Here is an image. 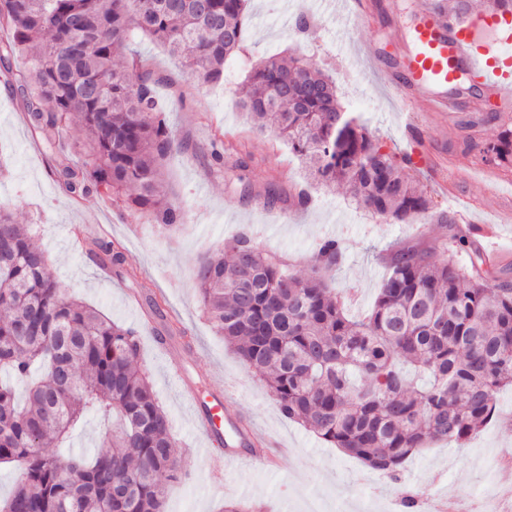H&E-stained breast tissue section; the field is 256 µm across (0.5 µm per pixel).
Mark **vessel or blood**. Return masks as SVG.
Listing matches in <instances>:
<instances>
[{"instance_id":"obj_1","label":"vessel or blood","mask_w":512,"mask_h":512,"mask_svg":"<svg viewBox=\"0 0 512 512\" xmlns=\"http://www.w3.org/2000/svg\"><path fill=\"white\" fill-rule=\"evenodd\" d=\"M375 67L394 69L395 90L404 109L440 117L459 103L492 102L501 115L512 113V19L477 15L449 17L435 0H421L417 22L397 58L375 55ZM224 403L215 400L196 416L209 439L221 434Z\"/></svg>"}]
</instances>
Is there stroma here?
Segmentation results:
<instances>
[{
    "label": "stroma",
    "mask_w": 512,
    "mask_h": 512,
    "mask_svg": "<svg viewBox=\"0 0 512 512\" xmlns=\"http://www.w3.org/2000/svg\"><path fill=\"white\" fill-rule=\"evenodd\" d=\"M420 0H396V20L379 15L359 27L348 6L336 0H251L249 24L240 51L224 66V85L204 90L182 70L168 51L147 37L134 48L160 74L173 75L175 84L158 85L159 104L176 139L186 146L165 169V190L181 206L185 230L177 235L156 224L147 211H129L101 202L96 196L66 197L48 170L40 142L30 134L19 100L0 84V200L10 202L19 223L35 225L38 243L49 257L50 269L68 294L96 307L113 321L136 327L141 336V363L170 420L175 450L185 462L186 475L172 483L166 512H224L231 500H243L260 512H395L397 499L426 491L468 500L491 487L512 486V466H501L512 449V389L496 397V417L465 445L436 444L413 459L399 480L367 469L356 458L328 447L314 433L284 418L258 375L248 372L235 352L204 317L198 286L191 272L197 261L239 230L249 229L266 249L291 259L308 273L314 243L325 236L340 239L343 260L335 274L337 287L358 291V307L374 299L391 255L402 249L431 254L437 261L448 255L443 246L449 227L427 219L395 224L357 206L345 189L312 181L302 161L284 142L260 132L238 106L235 91L251 68L272 56L302 50L333 76L347 111L396 155L415 156L418 145L407 130L416 125L426 132L439 166L407 168V176L430 196L438 209L460 207L483 223L486 203L477 180L460 177L454 192L441 186L448 165L476 168L480 160L464 152L471 120L479 139L493 138L497 125L482 113L462 106L456 121L445 124L427 112H403L394 95V76L373 66L374 52L393 55L401 32L409 31ZM307 14L313 26L304 40L291 31L293 16ZM237 144L250 162L225 174L211 166L215 134ZM278 182L284 191L307 189V206H266L264 189ZM494 237L478 236L481 248H497L498 265H512V173L502 177ZM83 225L87 239L109 236L127 248V263L141 282L166 298V314L180 321L194 338L193 353L175 342L156 346L161 323L146 304L130 297L131 284L119 277L101 278L90 255L75 249L68 227ZM237 393L228 405L230 417L245 416L277 437L288 450L280 466L261 467L229 462L214 466L206 440L194 427L197 403L223 396L225 385Z\"/></svg>",
    "instance_id": "1"
}]
</instances>
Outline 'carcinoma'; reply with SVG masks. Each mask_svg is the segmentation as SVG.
Segmentation results:
<instances>
[{"label":"carcinoma","instance_id":"obj_1","mask_svg":"<svg viewBox=\"0 0 512 512\" xmlns=\"http://www.w3.org/2000/svg\"><path fill=\"white\" fill-rule=\"evenodd\" d=\"M250 0H0V80L21 98L31 132L62 191L148 210L171 234L184 226L164 191L163 170L181 151L155 92L157 79L130 51L138 34L161 43L209 86L241 48ZM472 15L471 0H441ZM23 56L27 65L13 64ZM238 105L262 132L285 140L314 182L347 187L355 202L396 224L448 223L398 163L341 104L336 85L294 52L252 68ZM89 132L68 151L60 137ZM469 151L512 168V126ZM219 169L245 161L212 142ZM266 203L304 205L274 183ZM33 228L0 201V464L17 470L0 512H165V486L180 480L168 416L139 365L138 331L69 296L50 272ZM452 257L412 249L392 255L367 316L346 313L352 295L327 281L343 251L320 240L309 273L243 232L192 271L203 314L242 364L260 375L282 415L371 470L400 478L410 458L437 441L463 443L490 420L512 386V279L480 270L476 240L454 233ZM93 261L129 278L163 320L164 335L192 339L163 314L165 300L126 268L125 247L92 242ZM106 423L90 457L69 447L87 413Z\"/></svg>","mask_w":512,"mask_h":512}]
</instances>
